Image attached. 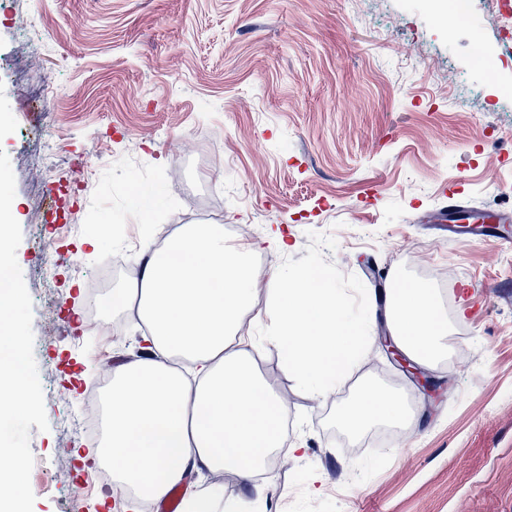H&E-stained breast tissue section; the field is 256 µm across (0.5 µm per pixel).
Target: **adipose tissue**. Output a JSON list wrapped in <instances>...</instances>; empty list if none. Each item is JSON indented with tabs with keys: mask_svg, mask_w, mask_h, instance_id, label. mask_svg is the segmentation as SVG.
Listing matches in <instances>:
<instances>
[{
	"mask_svg": "<svg viewBox=\"0 0 512 512\" xmlns=\"http://www.w3.org/2000/svg\"><path fill=\"white\" fill-rule=\"evenodd\" d=\"M250 258L226 245L223 225L189 224L163 249L145 250L138 278L112 293L113 306L136 304L146 353L111 370L97 454L139 496L162 499L203 470L251 480L282 444L286 406L239 340L260 278ZM391 307L398 347L421 364L437 358L448 316L435 289L404 282ZM173 355L191 364L193 379L169 365ZM395 413L389 398L366 389L343 422L357 429Z\"/></svg>",
	"mask_w": 512,
	"mask_h": 512,
	"instance_id": "adipose-tissue-1",
	"label": "adipose tissue"
}]
</instances>
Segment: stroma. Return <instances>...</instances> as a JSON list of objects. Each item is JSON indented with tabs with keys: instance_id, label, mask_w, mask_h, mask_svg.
Wrapping results in <instances>:
<instances>
[{
	"instance_id": "obj_1",
	"label": "stroma",
	"mask_w": 512,
	"mask_h": 512,
	"mask_svg": "<svg viewBox=\"0 0 512 512\" xmlns=\"http://www.w3.org/2000/svg\"><path fill=\"white\" fill-rule=\"evenodd\" d=\"M18 11L41 12L43 25L16 28ZM511 39L492 0H473L455 27L430 0H0V149L15 176L49 423L30 430L33 512H101L106 494L113 512L143 504L100 485L77 400L106 364L142 355L131 307H102L114 332L90 338L82 282L106 269L112 288L127 282L109 261L129 242L154 245L138 204L152 189L165 200L154 223L247 226L227 244L263 241L269 269L304 257L308 232L332 234L325 261L368 295L372 260L434 288L447 346L468 352L457 366L444 354L429 364L443 384L428 397L374 342L349 381L317 397L258 345L255 367L286 404L300 451L248 483L191 474L186 491H220L247 512H512V246L440 242L429 222L456 181L465 205L512 209V57L494 79L472 64L477 44ZM27 72L56 85L48 113L29 108ZM40 126L55 141L50 171L32 151ZM39 181L61 194L68 227L33 223ZM465 281L488 292L475 322L458 299ZM367 386L407 411L374 430L406 433L353 458L343 449L359 435L341 415Z\"/></svg>"
}]
</instances>
